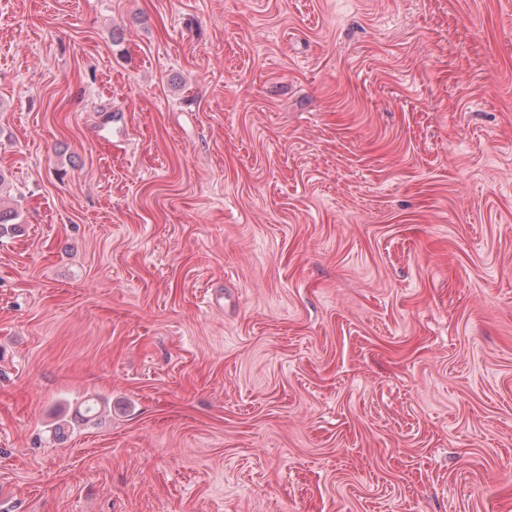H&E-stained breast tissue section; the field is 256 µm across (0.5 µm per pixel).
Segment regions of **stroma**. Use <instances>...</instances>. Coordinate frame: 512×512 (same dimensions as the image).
Segmentation results:
<instances>
[{"label":"stroma","mask_w":512,"mask_h":512,"mask_svg":"<svg viewBox=\"0 0 512 512\" xmlns=\"http://www.w3.org/2000/svg\"><path fill=\"white\" fill-rule=\"evenodd\" d=\"M0 168V512H512V0H0Z\"/></svg>","instance_id":"stroma-1"}]
</instances>
